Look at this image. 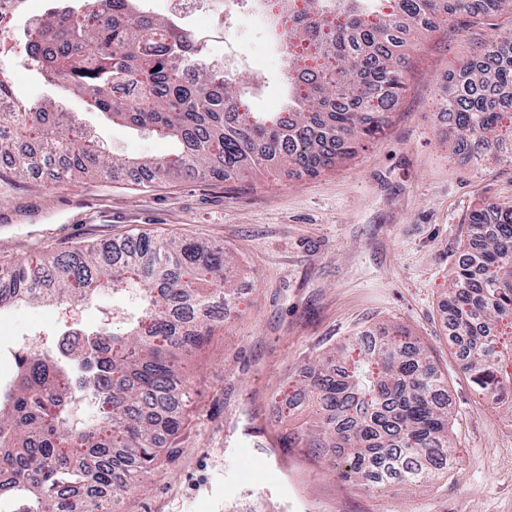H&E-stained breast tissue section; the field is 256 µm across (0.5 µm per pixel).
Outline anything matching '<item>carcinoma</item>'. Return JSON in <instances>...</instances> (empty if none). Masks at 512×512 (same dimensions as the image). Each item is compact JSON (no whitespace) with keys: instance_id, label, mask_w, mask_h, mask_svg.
<instances>
[{"instance_id":"obj_1","label":"carcinoma","mask_w":512,"mask_h":512,"mask_svg":"<svg viewBox=\"0 0 512 512\" xmlns=\"http://www.w3.org/2000/svg\"><path fill=\"white\" fill-rule=\"evenodd\" d=\"M277 0L288 18L282 50L286 116L246 108L245 92L208 60L189 30L152 17L137 0H93L81 10L66 0L25 33L31 67L114 124L150 127L177 142L165 159L122 158L100 152L71 112L52 100L23 101L0 80V153L20 175L41 156L16 148L53 137L50 147L72 159L58 179L111 178L133 169L171 179L212 173L238 181L282 165L301 175L331 169L354 153L361 137L386 123L404 87L405 58L396 48L437 21L460 14L478 19L512 12V0ZM467 77L448 91L443 109L455 115L460 142L476 152L512 135V112L488 93L512 85V34L464 65ZM467 251L448 287V321L459 335L464 369L487 400L512 399V373L492 357L500 326L512 324V204L474 210ZM224 250L197 239L142 234L128 243L81 248L68 257L6 268L12 287L0 288V309L85 302L110 288H129L136 312L124 331L103 319L77 329L74 359L29 348L10 388L0 394V499L21 494L13 512H112L118 495L147 478L164 440L184 423L191 387L180 357L203 347L215 325L196 310L215 298L236 299L225 277ZM314 417L310 448H352L341 478L375 491L416 489L447 467L448 404L438 401L447 380L427 351L399 324L352 367L321 358L308 367Z\"/></svg>"}]
</instances>
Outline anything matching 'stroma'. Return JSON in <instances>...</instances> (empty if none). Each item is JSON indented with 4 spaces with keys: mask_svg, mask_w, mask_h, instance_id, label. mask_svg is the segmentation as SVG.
<instances>
[{
    "mask_svg": "<svg viewBox=\"0 0 512 512\" xmlns=\"http://www.w3.org/2000/svg\"><path fill=\"white\" fill-rule=\"evenodd\" d=\"M512 33V13L472 25L437 22L404 48L406 87L388 124L350 159L315 176L282 169L245 181L216 175L140 185L127 177L59 181L53 171L18 178L0 168V266L36 262L88 245L148 233L223 248L234 260L235 309L180 364L192 386L171 457L124 497L122 512H202L237 455L258 473L223 512H512V411L478 395L442 303L467 245L476 208L512 202V161L451 153L454 125L439 107L449 81L482 47ZM252 59L243 87L266 79L257 112L285 99L280 53L263 30L240 32ZM17 94L56 97L113 154L163 157L170 141L112 124L75 97H58L24 53L0 57ZM110 294L74 309L0 312V346L30 339L49 354L71 327L107 313ZM405 325L448 380L453 467L416 493L377 492L330 470L298 438L311 419L303 391L309 363L364 330ZM291 413L282 422L281 413Z\"/></svg>",
    "mask_w": 512,
    "mask_h": 512,
    "instance_id": "stroma-1",
    "label": "stroma"
}]
</instances>
